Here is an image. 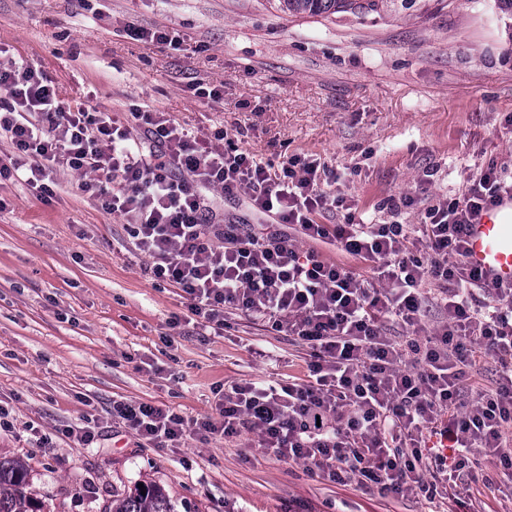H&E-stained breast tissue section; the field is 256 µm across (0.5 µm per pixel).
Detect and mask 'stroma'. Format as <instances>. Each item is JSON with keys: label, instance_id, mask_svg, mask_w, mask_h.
Masks as SVG:
<instances>
[{"label": "stroma", "instance_id": "35a3bbf8", "mask_svg": "<svg viewBox=\"0 0 512 512\" xmlns=\"http://www.w3.org/2000/svg\"><path fill=\"white\" fill-rule=\"evenodd\" d=\"M131 26L182 44L133 39ZM0 47L67 105L167 112L228 141L243 126L246 148L276 165L320 157L339 176L331 192L366 221L419 224V209L387 201L427 176L453 200L481 167L512 174V13L497 0H381L366 15L316 16L273 0H0ZM54 180L47 203L25 182H0V458L26 461L41 512H104L149 482L177 512H512L505 486L374 497L220 435L142 446L114 403L200 418L224 384L304 379L309 349L242 315L218 335L185 324L178 289L145 274L127 219L79 193L71 173ZM85 426L97 433L87 447L72 436ZM35 429L49 447H36Z\"/></svg>", "mask_w": 512, "mask_h": 512}]
</instances>
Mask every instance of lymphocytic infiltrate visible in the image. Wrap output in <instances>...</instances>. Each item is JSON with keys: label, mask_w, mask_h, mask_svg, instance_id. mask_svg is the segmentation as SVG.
I'll return each instance as SVG.
<instances>
[{"label": "lymphocytic infiltrate", "mask_w": 512, "mask_h": 512, "mask_svg": "<svg viewBox=\"0 0 512 512\" xmlns=\"http://www.w3.org/2000/svg\"><path fill=\"white\" fill-rule=\"evenodd\" d=\"M0 90V134L13 148L0 158V180L25 173L45 201L54 172L80 175L79 190L129 220L150 259L146 273L180 289L196 319L221 331L228 314H240L310 349L302 382L230 383L200 419L117 403L115 414L140 441L168 448L190 436L250 434L263 453L382 498L433 500L448 481L490 483L489 472L471 466L475 450L512 483V287L485 282L465 263L468 225L512 196L496 165L471 176L453 202L422 204L424 186L400 196L398 206L423 208L418 237L402 224H321L318 215L344 201L327 191L337 175L316 158L295 156L276 169L166 112L121 119L67 106L39 68L10 58H0ZM134 124L142 136L131 135ZM214 191L244 197L276 226L218 222L207 198ZM314 241L363 260L366 273L323 257ZM428 285L445 316L422 336ZM390 321L408 336L389 337ZM484 359L497 381L465 398L463 383ZM431 434L448 438V456L425 453Z\"/></svg>", "instance_id": "1"}]
</instances>
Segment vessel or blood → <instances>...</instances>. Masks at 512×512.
<instances>
[{
	"mask_svg": "<svg viewBox=\"0 0 512 512\" xmlns=\"http://www.w3.org/2000/svg\"><path fill=\"white\" fill-rule=\"evenodd\" d=\"M468 265L489 283L512 286V198L482 212L467 234Z\"/></svg>",
	"mask_w": 512,
	"mask_h": 512,
	"instance_id": "b4317fda",
	"label": "vessel or blood"
}]
</instances>
